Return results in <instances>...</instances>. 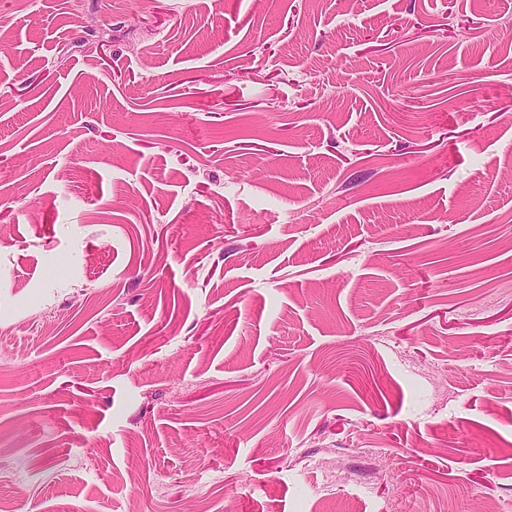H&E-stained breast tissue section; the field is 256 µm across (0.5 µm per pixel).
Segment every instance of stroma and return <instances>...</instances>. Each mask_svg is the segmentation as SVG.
I'll use <instances>...</instances> for the list:
<instances>
[{
	"mask_svg": "<svg viewBox=\"0 0 512 512\" xmlns=\"http://www.w3.org/2000/svg\"><path fill=\"white\" fill-rule=\"evenodd\" d=\"M0 30V512H512V0Z\"/></svg>",
	"mask_w": 512,
	"mask_h": 512,
	"instance_id": "stroma-1",
	"label": "stroma"
}]
</instances>
